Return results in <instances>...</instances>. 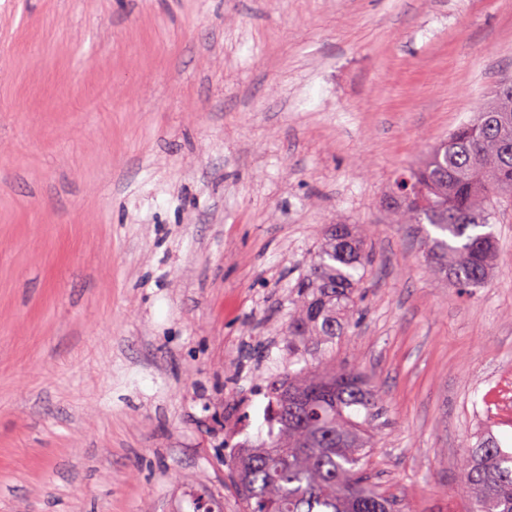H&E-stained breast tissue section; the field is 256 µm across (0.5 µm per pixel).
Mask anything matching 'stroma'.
Returning <instances> with one entry per match:
<instances>
[{
    "label": "stroma",
    "mask_w": 512,
    "mask_h": 512,
    "mask_svg": "<svg viewBox=\"0 0 512 512\" xmlns=\"http://www.w3.org/2000/svg\"><path fill=\"white\" fill-rule=\"evenodd\" d=\"M510 74L512 0H0V512H178L182 471L239 512L222 441L329 224L374 252L330 351L384 395L369 473L469 512L462 441L512 449V204L464 291L384 202Z\"/></svg>",
    "instance_id": "obj_1"
}]
</instances>
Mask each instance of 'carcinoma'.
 I'll list each match as a JSON object with an SVG mask.
<instances>
[{
	"mask_svg": "<svg viewBox=\"0 0 512 512\" xmlns=\"http://www.w3.org/2000/svg\"><path fill=\"white\" fill-rule=\"evenodd\" d=\"M512 95L493 93L474 117L394 180L414 204L396 224H428L423 246L433 276L480 288L496 243L488 231L512 202ZM369 244L348 224H330L295 286L288 318V368L264 380L267 437L239 445L232 461L240 512H395L365 459L376 447L371 420L381 395L357 367L305 361L352 324ZM304 363L298 369L292 366ZM459 491L470 512H512V451L493 438L463 444Z\"/></svg>",
	"mask_w": 512,
	"mask_h": 512,
	"instance_id": "1",
	"label": "carcinoma"
}]
</instances>
